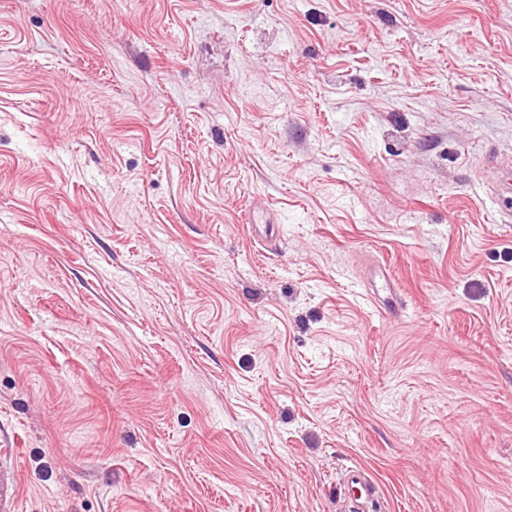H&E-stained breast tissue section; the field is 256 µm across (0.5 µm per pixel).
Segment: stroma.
Returning <instances> with one entry per match:
<instances>
[{
    "instance_id": "35a3bbf8",
    "label": "stroma",
    "mask_w": 512,
    "mask_h": 512,
    "mask_svg": "<svg viewBox=\"0 0 512 512\" xmlns=\"http://www.w3.org/2000/svg\"><path fill=\"white\" fill-rule=\"evenodd\" d=\"M508 163L512 0H0L14 512H512ZM343 484L351 489H358L360 492L359 499L365 500L370 506H373L378 498L376 485L367 478L365 471L359 467L349 468L345 471Z\"/></svg>"
}]
</instances>
